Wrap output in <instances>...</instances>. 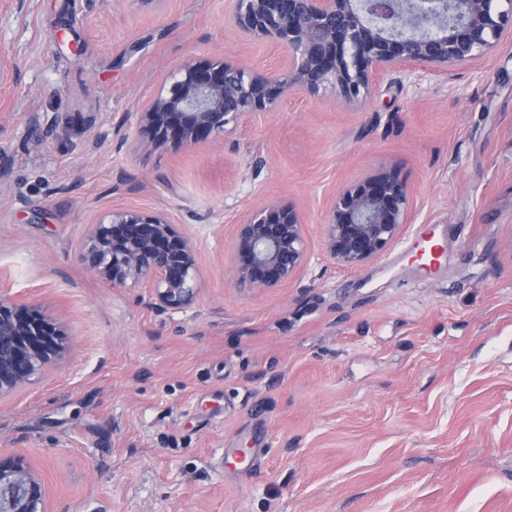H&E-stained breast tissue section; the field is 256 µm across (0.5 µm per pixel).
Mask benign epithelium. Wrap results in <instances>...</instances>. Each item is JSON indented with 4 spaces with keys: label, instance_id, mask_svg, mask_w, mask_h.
Masks as SVG:
<instances>
[{
    "label": "benign epithelium",
    "instance_id": "benign-epithelium-1",
    "mask_svg": "<svg viewBox=\"0 0 512 512\" xmlns=\"http://www.w3.org/2000/svg\"><path fill=\"white\" fill-rule=\"evenodd\" d=\"M231 22L281 47L277 71L212 58L171 67L158 92L130 115L115 150L135 144L216 143L249 119L277 110L290 91L333 102H365L385 74L423 67L483 70L512 41V0H233ZM412 213L407 183L380 167L339 190L324 218V251L360 268L401 234ZM234 272L250 288H278L308 263L296 206L273 199L238 222ZM79 258L103 283L149 289L160 310L195 297L196 253L163 211L120 208L101 215ZM67 332L35 304L0 296V398L37 381L61 357ZM0 512H47L40 478L21 457L0 456Z\"/></svg>",
    "mask_w": 512,
    "mask_h": 512
}]
</instances>
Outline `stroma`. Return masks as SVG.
<instances>
[{
    "mask_svg": "<svg viewBox=\"0 0 512 512\" xmlns=\"http://www.w3.org/2000/svg\"><path fill=\"white\" fill-rule=\"evenodd\" d=\"M231 0H0V295L64 321L68 347L0 399V454L49 512H512V44L484 72L390 73L363 106L286 97L222 144L115 152L188 58L272 68ZM395 168L414 199L379 258L322 250L338 189ZM273 198L310 261L257 291L232 275L239 219ZM170 214L198 293L156 309L102 284L78 243L107 210ZM437 225V271L409 246Z\"/></svg>",
    "mask_w": 512,
    "mask_h": 512,
    "instance_id": "35a3bbf8",
    "label": "stroma"
}]
</instances>
